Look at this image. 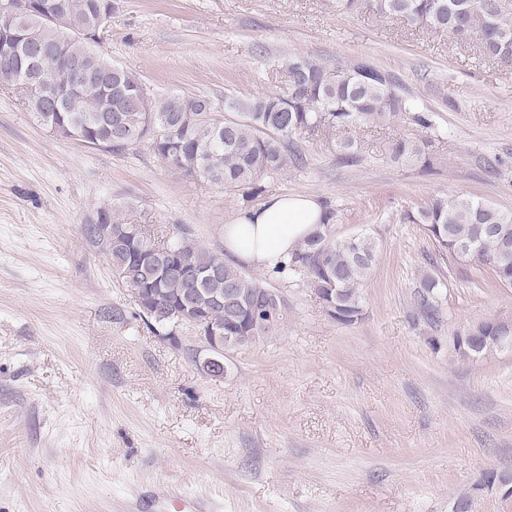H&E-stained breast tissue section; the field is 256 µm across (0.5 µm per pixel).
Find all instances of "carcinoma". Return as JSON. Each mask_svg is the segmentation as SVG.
<instances>
[{
  "instance_id": "carcinoma-1",
  "label": "carcinoma",
  "mask_w": 512,
  "mask_h": 512,
  "mask_svg": "<svg viewBox=\"0 0 512 512\" xmlns=\"http://www.w3.org/2000/svg\"><path fill=\"white\" fill-rule=\"evenodd\" d=\"M20 13L17 43L26 36L48 45H58L66 59L84 62L94 73L109 72L108 84L82 93L56 98L52 91L64 82L61 63L42 68L19 49L11 58L0 56V73L11 78H32L20 90L23 103L44 127L68 126L85 139L107 148L120 149L147 143L155 157L168 161V168L206 184L220 185L253 199L265 191L264 178L284 172L302 162L295 138L323 136L340 160L356 162L361 142L352 137L354 128H369L402 119L428 130V113L405 92L389 72L369 59L331 65L311 57L284 61L288 87L241 97L224 95L214 103L224 109V119L201 112V95L167 94L151 97L142 79L95 50L99 39L75 36L94 24L98 0H68L69 30L64 32L30 14L36 0H13ZM338 14H369L395 20L407 27L426 28L448 35L457 43L477 41L482 54L495 60H512V0H329ZM428 138L401 137L390 144L389 155L397 164L426 158ZM333 214L325 213L320 224L288 258L286 267L299 275L318 297H333L330 317L338 323L358 320L365 306L364 283L377 257L378 244L367 234L341 240L330 239ZM407 220L422 224L439 252L462 258L485 260L512 248V212L499 210L467 196L435 198ZM102 225H86L87 235L101 248L118 272L130 266L133 257L117 242L102 238ZM468 253L461 254L462 249ZM191 268L205 272L222 268V275L208 279L193 306L202 315L224 324V331L244 328L246 347L272 332L280 321L282 296L240 267L227 263L220 249L195 242L181 253ZM499 284L512 288V253L488 266ZM440 282L426 274L415 295L416 320L431 326L441 315ZM156 306L142 315L159 325L175 324L190 287L179 275H171L156 289ZM478 337L482 354L501 345L486 321L468 322L454 332L453 346L464 359L466 335Z\"/></svg>"
}]
</instances>
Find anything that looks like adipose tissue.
I'll use <instances>...</instances> for the list:
<instances>
[{
	"label": "adipose tissue",
	"instance_id": "adipose-tissue-1",
	"mask_svg": "<svg viewBox=\"0 0 512 512\" xmlns=\"http://www.w3.org/2000/svg\"><path fill=\"white\" fill-rule=\"evenodd\" d=\"M322 206L312 198L288 195L269 197L262 204L241 210L224 227V248L239 260L274 270L319 224Z\"/></svg>",
	"mask_w": 512,
	"mask_h": 512
}]
</instances>
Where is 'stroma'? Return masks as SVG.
<instances>
[{
    "instance_id": "1",
    "label": "stroma",
    "mask_w": 512,
    "mask_h": 512,
    "mask_svg": "<svg viewBox=\"0 0 512 512\" xmlns=\"http://www.w3.org/2000/svg\"><path fill=\"white\" fill-rule=\"evenodd\" d=\"M99 50L151 94L214 99L284 86L292 55L368 58L433 126L359 129L352 165L305 141L303 164L267 179V195L333 212V239L379 242L365 307L337 323L303 280L260 271L282 318L213 377L193 330L148 321L85 226L108 205L155 240L186 230L220 249L241 195L145 143L58 137L0 85V512H131L176 486L212 512H455L463 495L470 512H512L483 484L512 473V347L472 360L452 346L463 322L512 319V288L403 218L457 193L512 211V63L327 0H112ZM420 134L429 163L390 160L392 140ZM425 273L445 283L431 327L414 320Z\"/></svg>"
}]
</instances>
